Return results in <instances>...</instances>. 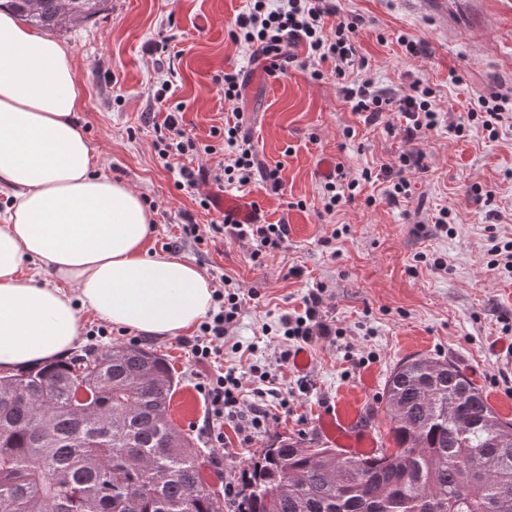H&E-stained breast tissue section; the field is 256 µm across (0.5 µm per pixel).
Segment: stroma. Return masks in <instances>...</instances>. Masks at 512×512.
I'll return each instance as SVG.
<instances>
[{
	"instance_id": "stroma-1",
	"label": "stroma",
	"mask_w": 512,
	"mask_h": 512,
	"mask_svg": "<svg viewBox=\"0 0 512 512\" xmlns=\"http://www.w3.org/2000/svg\"><path fill=\"white\" fill-rule=\"evenodd\" d=\"M247 0H111L104 14L57 32L73 55L82 102L78 121L103 160V171L127 183L155 205L147 248L176 243V258L194 263L212 286L229 281L241 310L228 336L225 365L260 366L276 377L264 402L269 424L250 443L225 422L226 445L210 447L201 429L209 406L197 390L206 366L197 364L185 335L151 338L133 330L102 339L101 349L136 343L163 355L179 384L174 423L191 435L207 461L205 476L223 488L241 481L249 459L263 448L292 439L320 442L322 414L355 416L375 440L387 438L378 406L393 369L423 356L452 361L478 386L505 420L512 419V368L500 362L494 342L512 336V265L492 266V246L512 242V111L495 134L480 121L466 137L450 132L460 115L494 93L512 99V0H435L421 9L406 0H339L327 25L362 17L356 46L378 88L390 91L420 80L436 92L440 124L415 141L424 170L411 175V195L386 199L382 167L397 164L407 146L398 113L375 124L352 112L336 77L314 78L289 64L287 75L268 76L252 65L230 31ZM421 43L410 55L402 41ZM238 72L242 98H224L221 78ZM170 81L163 101L152 85ZM180 111L186 132L202 144H219L217 130L239 121L251 140L255 167L247 184L204 185L215 196L254 201L262 222L288 227L285 249L264 265L254 246L213 232L224 215L203 210L180 190L176 167L216 168L223 153L186 156L164 164L155 150L156 130ZM342 163L345 180H358L352 201L324 209V160ZM278 169L279 191L263 173ZM376 178L361 181L363 170ZM450 212L452 232L438 227ZM198 224L202 243L184 236ZM444 269H437L435 260ZM323 294L322 315L339 336L313 338L305 386L279 361L291 343L274 335L282 315L302 311L314 289ZM271 335H264V328Z\"/></svg>"
}]
</instances>
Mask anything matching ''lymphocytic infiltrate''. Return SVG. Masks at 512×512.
Wrapping results in <instances>:
<instances>
[{
	"mask_svg": "<svg viewBox=\"0 0 512 512\" xmlns=\"http://www.w3.org/2000/svg\"><path fill=\"white\" fill-rule=\"evenodd\" d=\"M330 0H249L246 12L238 15L230 32L232 40L242 46L251 62L264 63L268 73H286L289 63L300 67L333 63V73L341 86L345 100L353 112L364 115L366 122L375 121L381 113L396 112L405 120L403 132L406 141L425 139L439 124V112L434 92L413 81L408 93L392 96L378 89L373 77L368 76V62L360 57L354 44L357 23H338L326 28L324 19L335 14ZM306 48L304 59H296L291 49L296 44ZM221 146L199 145L182 128L177 113H170L164 122V131L156 141L161 159L205 153L214 154L223 149L229 162L218 173L206 169L180 166L176 184L181 188H196L206 180L215 182H249L254 168L252 146L240 125H225ZM216 232H228L239 239L255 243L251 257L255 263L283 248L288 239L284 224H242L225 218L216 225ZM216 311L210 312L199 326V333L189 343L197 363L208 364L224 353L226 327L233 323L240 309L236 293L217 292ZM320 290L311 291L304 301V311L285 316L280 325L288 339L308 341L313 335L330 337L333 330L322 319ZM243 372L228 367L224 372L207 379L199 386L209 405L205 435L211 447L225 445L224 422L236 423V432L243 442H250L255 433L264 428L269 413L263 404L245 405L242 400Z\"/></svg>",
	"mask_w": 512,
	"mask_h": 512,
	"instance_id": "lymphocytic-infiltrate-1",
	"label": "lymphocytic infiltrate"
}]
</instances>
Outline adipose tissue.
<instances>
[{
    "instance_id": "obj_1",
    "label": "adipose tissue",
    "mask_w": 512,
    "mask_h": 512,
    "mask_svg": "<svg viewBox=\"0 0 512 512\" xmlns=\"http://www.w3.org/2000/svg\"><path fill=\"white\" fill-rule=\"evenodd\" d=\"M78 73L59 41L0 11V371L66 356L82 311L151 335L193 328L213 302L196 266L145 244L153 214L100 174L76 121Z\"/></svg>"
}]
</instances>
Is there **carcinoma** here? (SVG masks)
<instances>
[{"label":"carcinoma","mask_w":512,"mask_h":512,"mask_svg":"<svg viewBox=\"0 0 512 512\" xmlns=\"http://www.w3.org/2000/svg\"><path fill=\"white\" fill-rule=\"evenodd\" d=\"M5 5L53 33L108 0ZM176 387L162 355L127 345L0 376V512H184L189 496L191 512H223L171 420ZM382 403L395 447L282 440L246 471L244 512H512V422L452 363H400Z\"/></svg>","instance_id":"1"}]
</instances>
